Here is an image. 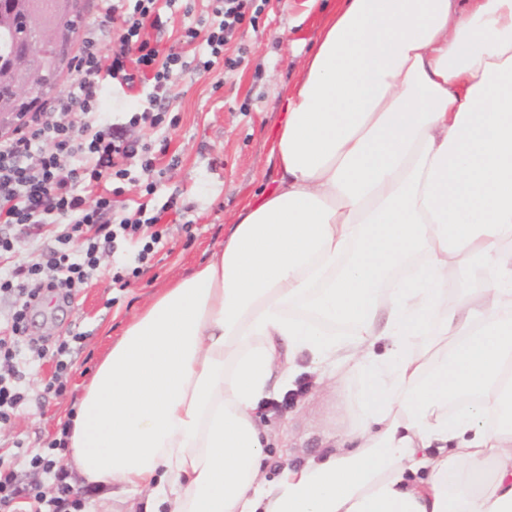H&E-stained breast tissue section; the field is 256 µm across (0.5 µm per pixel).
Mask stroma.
<instances>
[{"label": "stroma", "mask_w": 512, "mask_h": 512, "mask_svg": "<svg viewBox=\"0 0 512 512\" xmlns=\"http://www.w3.org/2000/svg\"><path fill=\"white\" fill-rule=\"evenodd\" d=\"M303 2L270 0L256 30L244 35L248 53L232 75L218 65L209 73L188 71L176 80L175 126L167 136L151 138L153 146L166 148L160 158L165 171L156 176L152 196L162 212V242L142 266L136 262L142 240L119 244L71 302L57 298L52 311L33 309L29 339L54 342L77 333L84 339L73 345L71 367L60 379L53 359L30 351L21 359L28 372L26 400L11 423L0 427V457L14 459L19 447L40 453L56 442L76 409L83 382L112 341L159 292L206 262L242 205L271 186L275 174L268 163V134L280 117L284 89L298 79L309 54V43L288 41ZM118 270L128 277L127 287H113L112 274ZM58 379L62 391H49V383ZM361 391L349 367L333 372L310 353H298L289 383L260 412L259 423L270 441L269 474L334 447L357 422ZM14 461L21 480L30 481L23 460Z\"/></svg>", "instance_id": "1"}]
</instances>
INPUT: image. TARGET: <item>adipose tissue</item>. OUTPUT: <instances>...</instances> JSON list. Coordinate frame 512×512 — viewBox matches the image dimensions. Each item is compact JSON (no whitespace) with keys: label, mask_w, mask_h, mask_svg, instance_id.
<instances>
[{"label":"adipose tissue","mask_w":512,"mask_h":512,"mask_svg":"<svg viewBox=\"0 0 512 512\" xmlns=\"http://www.w3.org/2000/svg\"><path fill=\"white\" fill-rule=\"evenodd\" d=\"M307 4L276 180L82 388L91 512H512V0ZM302 350L354 364L362 414L270 481L257 412Z\"/></svg>","instance_id":"ef3b65f1"}]
</instances>
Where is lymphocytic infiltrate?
Wrapping results in <instances>:
<instances>
[{
  "label": "lymphocytic infiltrate",
  "mask_w": 512,
  "mask_h": 512,
  "mask_svg": "<svg viewBox=\"0 0 512 512\" xmlns=\"http://www.w3.org/2000/svg\"><path fill=\"white\" fill-rule=\"evenodd\" d=\"M177 0H93L90 20L80 36L64 89L21 116L11 133L0 135V257L24 243L43 238L55 227L54 245L42 261L0 266V295L13 300L7 321L9 337H0V426L10 423L25 400V373L17 361L27 331L28 313L43 290L72 291L100 266L101 243L117 235L151 234L137 255L146 263L161 234L158 216L147 213V202L122 201L123 181L139 168L146 193H153L158 160L147 131L171 128L169 108L175 99L173 78L189 70L210 72L223 63L232 72L242 65L246 49L242 25L258 17L269 0H212L210 16L178 32L174 45L160 50L147 39L162 31ZM147 85L139 109L125 122L105 120L102 92ZM27 468L50 475L53 497L36 482H21L0 459V512H18L31 499L60 512H80L67 468L54 452L26 458Z\"/></svg>",
  "instance_id": "1"
}]
</instances>
